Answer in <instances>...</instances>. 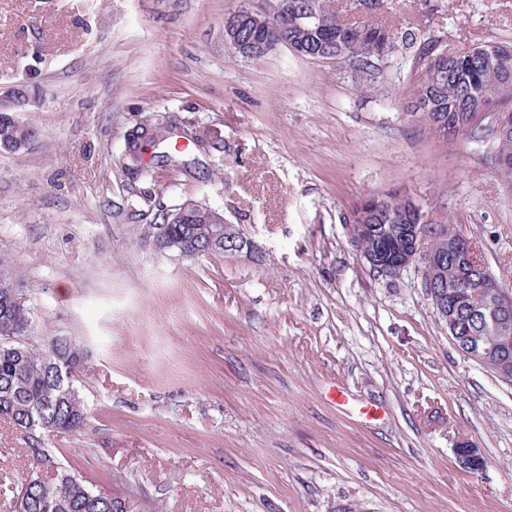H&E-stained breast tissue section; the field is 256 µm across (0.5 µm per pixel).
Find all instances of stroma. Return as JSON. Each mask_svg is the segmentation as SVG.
Segmentation results:
<instances>
[{
	"mask_svg": "<svg viewBox=\"0 0 512 512\" xmlns=\"http://www.w3.org/2000/svg\"><path fill=\"white\" fill-rule=\"evenodd\" d=\"M239 6L0 0V91L29 84L18 117L39 130L0 153V262L35 335L88 351L87 426L49 440L41 476L65 468L148 512H512V383L464 357L415 270L372 274L344 222L362 197L407 190L512 294V186L491 142L428 135L406 110L408 65L369 94L345 59L235 56ZM388 6L459 46L512 42V0ZM163 109L223 149L160 203L223 209L263 263L165 257L125 217L115 160ZM464 445L482 469L458 465ZM30 473L0 420V512Z\"/></svg>",
	"mask_w": 512,
	"mask_h": 512,
	"instance_id": "35a3bbf8",
	"label": "stroma"
}]
</instances>
